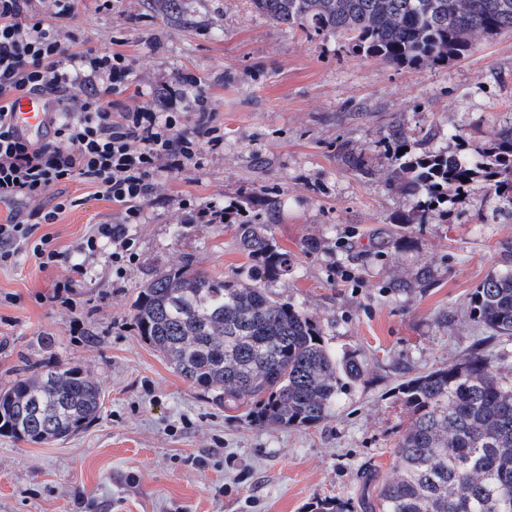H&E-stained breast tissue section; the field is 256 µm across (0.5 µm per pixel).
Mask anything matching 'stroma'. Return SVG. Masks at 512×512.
I'll list each match as a JSON object with an SVG mask.
<instances>
[{"instance_id":"1","label":"stroma","mask_w":512,"mask_h":512,"mask_svg":"<svg viewBox=\"0 0 512 512\" xmlns=\"http://www.w3.org/2000/svg\"><path fill=\"white\" fill-rule=\"evenodd\" d=\"M178 10L181 21L169 18ZM74 33L89 46L123 38L148 92L174 74L196 76L224 130V149L164 182V203L134 229L137 257L116 273L108 254L78 245L120 210L79 182L78 206L46 230L88 274L67 309L48 300L59 269L28 253L0 265V389L23 362L91 370L97 418L64 442L0 435V512H312L336 498L364 512L398 473L394 446L409 422L401 383L483 346L512 379V340L487 338L468 299L499 267L512 223L500 198H453L427 223L405 224L408 197L353 172L349 154L386 161L387 126L431 132L427 151L475 159L492 129L512 124V32L432 68L349 53L342 38L276 26L249 0H81ZM278 195L269 214L245 207L294 256L274 286L322 327L327 346L354 356L361 379L314 427H253L245 408L211 403L147 344L131 303L157 268L192 261L233 275L245 258L220 224L184 225L179 202ZM313 251H305L308 241Z\"/></svg>"}]
</instances>
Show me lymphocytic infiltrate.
Masks as SVG:
<instances>
[{
  "label": "lymphocytic infiltrate",
  "mask_w": 512,
  "mask_h": 512,
  "mask_svg": "<svg viewBox=\"0 0 512 512\" xmlns=\"http://www.w3.org/2000/svg\"><path fill=\"white\" fill-rule=\"evenodd\" d=\"M77 0H0V264L24 251L39 269L67 267L49 300L68 307L86 267L69 263L44 224L57 223L75 202L66 184L81 182L119 206L116 224L97 225L78 248L85 255L112 245L113 262L135 258L133 228L171 177L201 168L224 147V131L200 80L175 75L159 98L132 92V62L119 51L86 46L73 33ZM51 94L53 135L18 134L15 101Z\"/></svg>",
  "instance_id": "obj_1"
}]
</instances>
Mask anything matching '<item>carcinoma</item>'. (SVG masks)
<instances>
[{
    "mask_svg": "<svg viewBox=\"0 0 512 512\" xmlns=\"http://www.w3.org/2000/svg\"><path fill=\"white\" fill-rule=\"evenodd\" d=\"M277 25L308 35L344 37L348 51L390 64L433 67L504 30L512 0H248ZM391 150L375 169L363 154L351 170L374 176L411 201L404 224H423L432 206L480 185L512 205V126L492 133L479 162L444 150L419 153L427 135L398 124L384 131ZM405 152H400V149ZM246 262L231 278L172 264L141 286L132 315L140 339L190 386L225 407H248L256 427H311L332 417L342 387L363 368L336 357L322 327L271 288L292 260L267 225L229 219ZM503 269L469 299L475 323L512 338V245ZM410 410L396 454L400 475L379 489L368 512H512V385L477 351L463 362L416 376L399 387ZM101 409L88 371L66 363L24 365L0 390V434L48 444L87 427Z\"/></svg>",
    "mask_w": 512,
    "mask_h": 512,
    "instance_id": "carcinoma-1",
    "label": "carcinoma"
}]
</instances>
